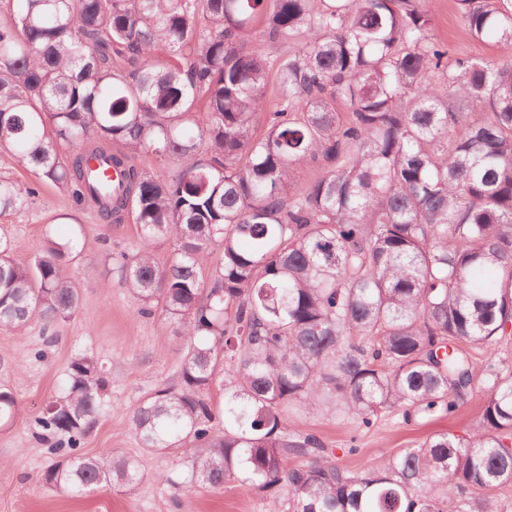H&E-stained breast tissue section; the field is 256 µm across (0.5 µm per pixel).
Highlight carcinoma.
<instances>
[{"label":"carcinoma","instance_id":"obj_1","mask_svg":"<svg viewBox=\"0 0 512 512\" xmlns=\"http://www.w3.org/2000/svg\"><path fill=\"white\" fill-rule=\"evenodd\" d=\"M9 2L0 150L104 219L134 218L139 246L112 265L136 314L161 312L186 341L180 384L132 412L142 447L195 444L188 489L282 491L281 512H498L493 491L512 486V361L498 352L512 336V0H459L471 36L504 55L451 69L421 0ZM257 25L301 43L270 62ZM310 162L323 174L299 189ZM37 193L1 175L0 214ZM76 247L48 236L21 264L0 237V330L75 313ZM459 342L487 354L469 434L359 474L292 429L296 406L359 429L455 413L475 377ZM221 366L218 432L205 391ZM106 390L94 356L72 358L35 420L57 457L46 486L81 496L142 478L135 457L81 453ZM16 407L0 387V423Z\"/></svg>","mask_w":512,"mask_h":512}]
</instances>
